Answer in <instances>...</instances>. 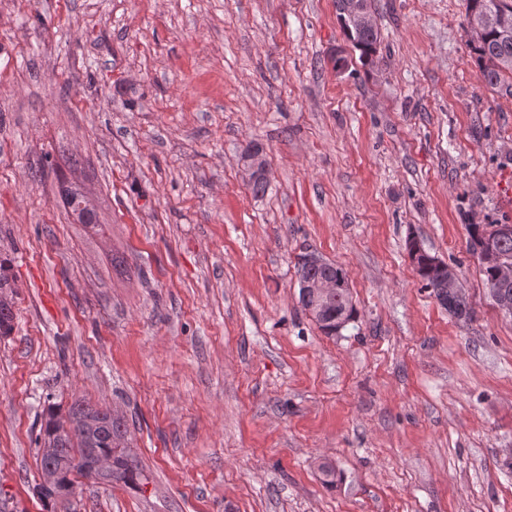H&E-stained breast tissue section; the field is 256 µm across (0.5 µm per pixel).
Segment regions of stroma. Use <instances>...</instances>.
Segmentation results:
<instances>
[{"label": "stroma", "instance_id": "1", "mask_svg": "<svg viewBox=\"0 0 512 512\" xmlns=\"http://www.w3.org/2000/svg\"><path fill=\"white\" fill-rule=\"evenodd\" d=\"M372 12L369 69L335 0H0V512H512V314L467 249L512 224V75L485 83L465 0ZM304 252L348 273L339 335L298 302ZM78 399L126 421L141 489L40 494L45 411ZM259 153H262V149L258 145H248L242 154V158L256 155L252 158L243 160V169L246 175V180L247 182H250L249 186L251 191L256 196L263 195L268 188V182L265 179V177L268 176L267 164L262 155L263 153ZM258 174H262L263 176H257ZM10 269L9 258L0 254V336H8L13 331L14 314L12 298L6 288H13L8 273ZM5 290V291H4ZM432 261L440 266L443 274L438 268L429 266L421 260L416 265L417 274L425 283V288L430 289L440 305L448 309V312L457 320L469 321L472 317V309L461 290L455 291L458 288L456 271L436 257ZM443 275L448 279V288L447 285L443 286ZM448 292L452 293L448 294Z\"/></svg>", "mask_w": 512, "mask_h": 512}]
</instances>
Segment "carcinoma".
<instances>
[{"label":"carcinoma","mask_w":512,"mask_h":512,"mask_svg":"<svg viewBox=\"0 0 512 512\" xmlns=\"http://www.w3.org/2000/svg\"><path fill=\"white\" fill-rule=\"evenodd\" d=\"M483 13L512 16V0H466V17ZM342 29L360 51L363 64H374L379 37L377 27H360L349 22L342 24ZM473 50L488 85H499L504 73L512 72V29H486L482 39L474 43ZM467 228L468 250L480 261L491 296L497 303L512 300V280H498L494 267L484 258L485 244L489 243L497 256L512 264V232L495 235V224H469ZM9 269V258L0 254V336H7L13 331L12 298L6 292V289L12 287ZM296 269L300 283L330 277L348 278L342 266L328 261L322 264L311 262L305 253L299 255ZM416 269L425 288L431 290L441 306L460 321L471 319L472 309L466 297L460 291L448 292V288L443 286V274L439 269L423 262L418 263ZM299 302L303 310L312 314L319 329L328 336L336 334L339 326L348 325L357 315L349 288H338L328 298H320L301 288ZM42 434L41 469L53 466L57 471L54 487L39 486V492L45 497L54 496L58 487L73 485L72 475L75 473L99 478L101 483L107 485H136L147 480L136 457H130L124 451L127 426L123 418L112 415L107 409L76 401L65 418L61 419L59 413L51 407ZM99 457L112 459L111 473L100 474L94 470L91 463Z\"/></svg>","instance_id":"carcinoma-1"}]
</instances>
